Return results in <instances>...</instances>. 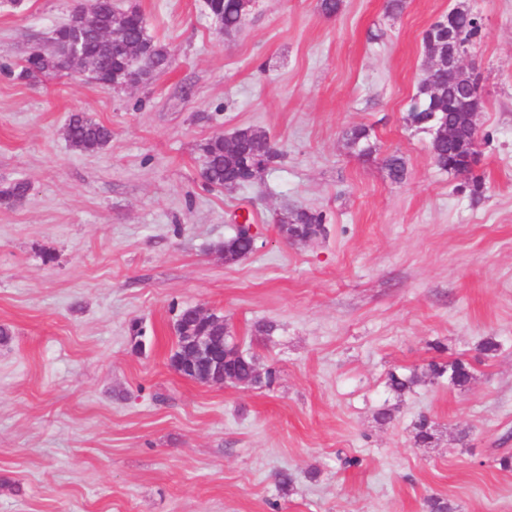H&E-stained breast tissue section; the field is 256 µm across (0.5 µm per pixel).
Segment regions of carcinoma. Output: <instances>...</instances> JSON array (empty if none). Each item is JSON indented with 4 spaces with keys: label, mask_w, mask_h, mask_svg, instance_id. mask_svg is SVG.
<instances>
[{
    "label": "carcinoma",
    "mask_w": 512,
    "mask_h": 512,
    "mask_svg": "<svg viewBox=\"0 0 512 512\" xmlns=\"http://www.w3.org/2000/svg\"><path fill=\"white\" fill-rule=\"evenodd\" d=\"M223 10L224 34L230 35L242 24L244 5L242 0H220ZM454 27L460 45L467 48L472 41L481 35V25L477 18L468 10L454 7ZM128 23L124 30L117 35L112 44L98 41L94 36L82 38V45L87 60L98 68L101 75L100 84L110 85L122 79L130 61L147 71L148 76L169 64V53L147 35L144 17L138 6L131 4L124 11ZM55 50L42 47L34 48L26 57L18 77L36 79L48 72L73 73L72 67L54 60ZM435 81L441 85L438 92L431 89L429 78L421 80L416 92L411 98L409 118L412 124L420 129L436 126L441 120H447L455 131L452 141L430 142L431 154L436 164L443 170L457 175H467L471 172L474 162L471 156L474 149V128L468 118L471 112L472 100L476 98L473 90L462 82L453 81L447 75H438ZM69 144L76 150L93 152L106 146L112 139V130L95 121L85 112H73L69 116ZM347 145L354 149L358 156L369 158L375 147L371 141L370 131L365 127H353L345 134ZM205 159L203 172L210 187L224 188L235 184L241 186L254 183L251 160L263 158L266 166H271L279 158L281 152L263 130L245 127L238 129L237 150L230 153L221 136L213 137L201 145ZM389 175L395 181H400L406 174L405 162L398 155L385 159ZM29 187L27 183L18 181L0 189V202L15 204L22 201ZM277 223L288 225L291 236L309 237L321 235L324 231L323 214L307 209L287 211L277 218ZM431 372L441 377L448 375L451 384L459 389L467 387L473 379L470 365L461 360H454L446 365L433 364ZM420 382V377L411 373L400 375L390 373L388 385L396 393L401 394ZM415 437L418 442L428 444L434 438V428L431 422L423 417L415 425Z\"/></svg>",
    "instance_id": "1"
}]
</instances>
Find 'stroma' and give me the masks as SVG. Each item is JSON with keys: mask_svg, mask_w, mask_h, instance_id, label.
Instances as JSON below:
<instances>
[{"mask_svg": "<svg viewBox=\"0 0 512 512\" xmlns=\"http://www.w3.org/2000/svg\"><path fill=\"white\" fill-rule=\"evenodd\" d=\"M87 2L0 6V187L29 185L0 203V512H428L433 496L512 512V0H405L397 15L344 0L333 17L256 0L228 36L205 0H114L170 53L149 84L19 79ZM461 3L483 27L464 60L482 77L477 196L407 120L421 35ZM73 112L111 141L73 149ZM359 125L372 157L346 143ZM248 126L283 160L207 188L201 144ZM287 207L322 212L324 233L287 241ZM246 219L257 250L225 263L217 247ZM194 306L275 369L271 387L173 371ZM456 358L474 373L463 389L429 370ZM413 371L418 385L390 390Z\"/></svg>", "mask_w": 512, "mask_h": 512, "instance_id": "1", "label": "stroma"}]
</instances>
